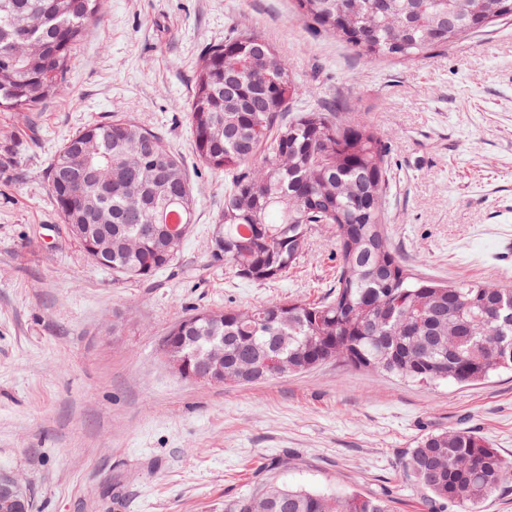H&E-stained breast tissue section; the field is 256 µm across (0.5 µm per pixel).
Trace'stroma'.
<instances>
[{"mask_svg":"<svg viewBox=\"0 0 512 512\" xmlns=\"http://www.w3.org/2000/svg\"><path fill=\"white\" fill-rule=\"evenodd\" d=\"M234 28L263 35L310 88L297 109L339 100L380 132L404 265L512 286V20L425 59L363 62L293 0H104L65 93L30 116L0 112V469L32 512H224L271 481L430 512L404 471L423 434L466 428L512 461L511 374L425 385L331 361L239 387L167 365L163 339L182 316L317 301L336 282V233L320 224L275 282L209 257L228 180L199 163L185 113L201 47ZM124 115L162 133L198 200L180 256L148 282L91 263L46 178L84 125Z\"/></svg>","mask_w":512,"mask_h":512,"instance_id":"1","label":"stroma"}]
</instances>
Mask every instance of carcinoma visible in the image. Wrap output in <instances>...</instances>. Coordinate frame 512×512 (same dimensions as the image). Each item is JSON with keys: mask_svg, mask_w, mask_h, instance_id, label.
Listing matches in <instances>:
<instances>
[{"mask_svg": "<svg viewBox=\"0 0 512 512\" xmlns=\"http://www.w3.org/2000/svg\"><path fill=\"white\" fill-rule=\"evenodd\" d=\"M316 29L358 58L409 62L512 18V0H367L350 17L336 0H294ZM103 0H0V112H37L61 93L73 50L101 20ZM300 83L273 44L249 30L204 46L193 73L187 121L195 155L229 177L209 253L238 277L274 282L301 256L315 224L336 233V285L324 300L202 309L174 322L163 347L202 364L224 337V373L240 386L344 359L413 381L468 384L512 371V288L473 281L444 285L413 273L387 242V146L370 121L348 112H291ZM53 200L94 264L147 281L171 266L178 243L162 245L195 208L181 157L129 117L92 122L57 151L48 170ZM486 321L465 327L475 306ZM406 472L429 502L475 512L499 492L512 463L466 429L422 435ZM224 512H390L374 495H329L282 483L224 502Z\"/></svg>", "mask_w": 512, "mask_h": 512, "instance_id": "1", "label": "carcinoma"}]
</instances>
